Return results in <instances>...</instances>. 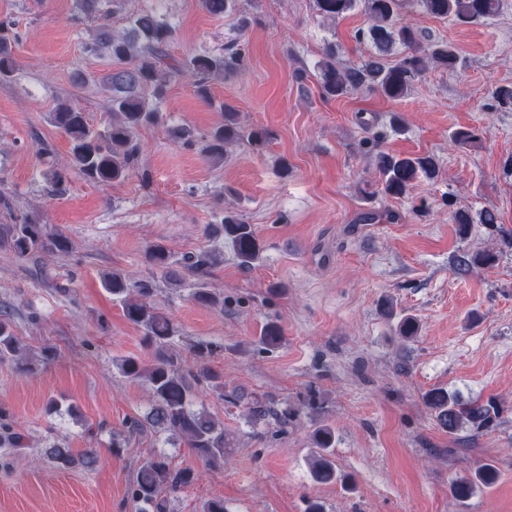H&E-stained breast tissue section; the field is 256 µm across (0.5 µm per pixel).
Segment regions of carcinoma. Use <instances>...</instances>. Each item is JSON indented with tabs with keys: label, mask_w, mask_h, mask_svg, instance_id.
Wrapping results in <instances>:
<instances>
[{
	"label": "carcinoma",
	"mask_w": 512,
	"mask_h": 512,
	"mask_svg": "<svg viewBox=\"0 0 512 512\" xmlns=\"http://www.w3.org/2000/svg\"><path fill=\"white\" fill-rule=\"evenodd\" d=\"M123 0H112V10H107V0H76L72 20L81 22L94 18L99 24L94 29L85 49L93 55L106 56L115 62L113 68L100 80L101 88L109 95L111 118L95 126L82 108L69 100L57 104L50 113L51 123L62 130L69 139L68 158L59 167L46 172L52 192L63 195L67 191L69 172L96 184L119 182L135 168L141 153L137 140L138 131L157 123L158 102L167 88L178 79H189L199 98L214 105L211 83L239 73L244 66V51L233 41L219 54L196 53L176 59L169 53L176 36L175 28L151 11H140L126 16V26L115 31L109 23L111 13L121 10ZM203 8L214 16L237 11L236 0H201ZM436 17H451L461 23H480L495 17L503 0H415ZM316 14L321 21L334 24L357 8L368 17L369 24L355 32L359 44H369L372 52L359 65L336 62L332 45L324 49L323 57L315 68L323 98L335 99L351 92H368L389 99H401L411 90L413 82L430 68L453 71L461 63L456 46L446 40H435L401 21L405 0H313ZM18 39L14 23L0 19V82L13 80L19 65L12 54V44ZM216 106V105H214ZM224 121L209 132L197 135L191 127H181L172 132L174 139L193 146L201 144V153L214 163L228 157V148L240 140H247L257 152L266 147L270 133L264 128L245 129L237 122L235 109L219 104ZM381 191L392 198L404 197L412 186L422 180H431L438 173V164L429 155L396 156L381 153L377 156ZM0 211L12 217V223L0 224V249L18 257L38 253L52 258L65 256L74 250L73 240L61 231H53L45 224H38L26 217L13 216L9 197L0 195ZM459 237L468 236L473 216L466 210L452 215ZM212 238H220L232 249L238 264L246 269L261 258L264 245L252 225L234 213H227L216 224L206 227ZM224 253L217 249L201 250L186 255L182 265L193 278L196 289L194 300L202 307L224 309V299L211 291L209 280L215 268L223 263ZM498 255L491 251L463 254L455 259L458 274L469 272L474 265L492 266ZM146 266L161 271L173 264V256L161 242L150 244L144 251ZM102 287L121 303L126 319L144 331V340L154 350L151 363L128 357L118 362L120 373L145 385L151 399V408L145 420L153 428L166 432L185 442L194 454L208 465L224 463V424L208 410L195 409L192 404L193 383L206 382L211 389L224 396V381L211 371L207 360L217 346L199 342L193 345L197 372L184 373L172 343L177 335L174 322L150 302L154 293L153 281L136 279L129 273L114 271L102 277ZM416 318L403 315L397 322V332L406 341L419 333ZM283 332L275 322L265 324L260 343L267 349L281 345ZM53 353H46L40 360L29 357L25 346L15 333L10 317L0 314V362L11 363L23 375H31L39 366L52 360ZM427 407L435 414L438 423L448 433L472 427H487L497 415L494 402H465L443 388H433L424 397ZM312 455L310 474L319 484L337 481L348 484L349 479L336 471L332 448L336 442L335 430L328 425H318L310 433ZM20 451L28 447L27 438L15 431L7 413L0 409V447ZM47 459L59 470H68L75 464L70 449L53 444L44 450ZM497 471L491 465H482L473 473L452 483L451 495L457 500H467L477 490L492 485ZM192 481L187 470L170 468L164 455L148 457L137 472L133 482V497L139 512H166L162 493L178 492Z\"/></svg>",
	"instance_id": "1"
}]
</instances>
